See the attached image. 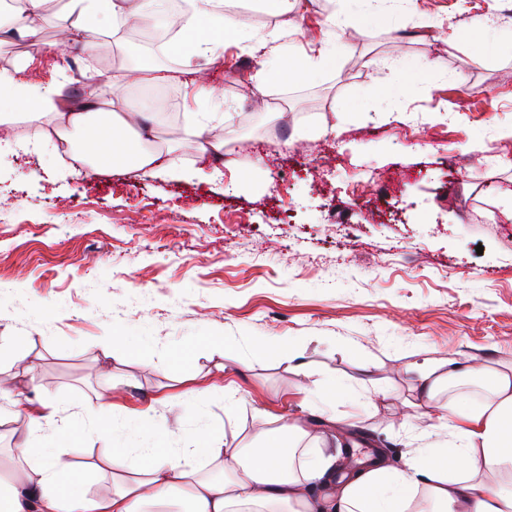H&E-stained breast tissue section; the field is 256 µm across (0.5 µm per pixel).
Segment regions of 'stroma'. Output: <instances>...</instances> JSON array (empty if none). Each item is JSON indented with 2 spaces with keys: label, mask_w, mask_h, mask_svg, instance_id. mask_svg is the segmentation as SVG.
<instances>
[{
  "label": "stroma",
  "mask_w": 512,
  "mask_h": 512,
  "mask_svg": "<svg viewBox=\"0 0 512 512\" xmlns=\"http://www.w3.org/2000/svg\"><path fill=\"white\" fill-rule=\"evenodd\" d=\"M487 5L420 0L415 15L398 0H309L274 15L239 0L296 54L334 16L336 65L288 83L273 73L259 89L261 58L227 48L208 67L230 115L212 132L235 142L215 179L195 170L190 114L170 130L177 169L86 176L69 155L33 151L37 124L15 110L5 130L19 150L0 155V348L24 342L0 403L11 428L48 394L77 421L74 459L202 430L243 443L260 411L319 425L323 396L297 405L301 361L340 386L332 407L349 433L330 439L335 481L351 478L350 460L400 468L446 443V428L404 415L422 402L425 361L512 366V216L500 205L512 194V17L481 30V49L448 40ZM15 69L67 91L85 73L81 50L37 55L11 35L0 71ZM112 335L122 341L106 364ZM283 338L299 360L264 356ZM197 373L237 389L236 419L221 392L157 403Z\"/></svg>",
  "instance_id": "1"
}]
</instances>
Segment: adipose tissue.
Here are the masks:
<instances>
[{
    "label": "adipose tissue",
    "mask_w": 512,
    "mask_h": 512,
    "mask_svg": "<svg viewBox=\"0 0 512 512\" xmlns=\"http://www.w3.org/2000/svg\"><path fill=\"white\" fill-rule=\"evenodd\" d=\"M188 16L172 19L186 54L178 67L145 64L112 76V99L104 101L96 79H88L80 100L62 104L58 85L32 87L15 74L0 72V93L33 117L51 112L52 131L36 132L43 147L72 143L76 172H100L102 146L97 132L112 139V162L153 173L158 162H173L176 145H160L156 113L140 111L122 96L128 84L175 85L182 104L219 101L223 93L207 80L197 59L218 60L225 42H248L250 51L277 61L281 80L334 66L330 31L316 38L309 53L290 57L266 38L251 37L245 18L222 10L223 0H188ZM42 0H24L22 27L35 52L67 53L90 48L95 37L120 25L153 23L163 0H69L73 22L65 43L48 45L34 18ZM476 379L489 393L477 407L443 402L453 381ZM428 419L450 425V440L440 448H421L398 469L373 464L332 486L335 449L322 446L304 423H281L268 416V428L252 442L224 446L202 432L179 448H140L107 458L100 475L112 478V492L92 496L71 491L83 464L66 458L70 437L56 440V453L41 458L28 436L15 433L8 465H0V512H512V489L493 485V474L512 472V367L498 369L451 356L428 363L419 380ZM327 495H319L322 487Z\"/></svg>",
    "instance_id": "1"
}]
</instances>
